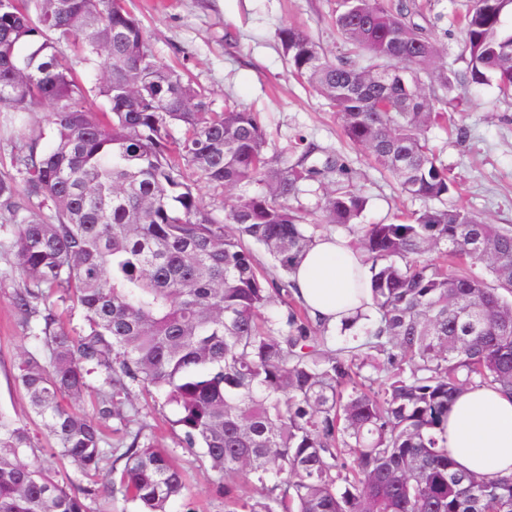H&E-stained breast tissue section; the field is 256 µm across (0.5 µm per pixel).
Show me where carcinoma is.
<instances>
[{"instance_id": "1", "label": "carcinoma", "mask_w": 512, "mask_h": 512, "mask_svg": "<svg viewBox=\"0 0 512 512\" xmlns=\"http://www.w3.org/2000/svg\"><path fill=\"white\" fill-rule=\"evenodd\" d=\"M508 11L512 0H468L461 74L436 65L444 48L417 0H336L347 47L337 59L295 26L277 38L348 141L406 196L442 203L455 180L427 134L452 121L458 84L494 80L512 95ZM77 60L103 71L91 91ZM91 92L108 108L84 109ZM44 102L55 144L30 137L13 155L21 181L0 176L22 279L13 307L20 327L39 321L43 349L15 379L90 485L76 493L30 461L29 429L0 411V512H89L101 491L168 512L187 487L168 451L130 430L123 407L137 388L173 408L178 444L208 461L224 512H512V475L465 472L448 451L462 391L512 396L511 226L442 206L359 223L367 199L339 156L312 161L299 136L267 158L261 114L214 110L206 89L155 58L125 0H0V112ZM306 183L323 190L312 213L293 205ZM311 216L356 234L370 272L376 319L343 321V332L370 325L334 351L289 279L315 241ZM251 241L286 278L260 265ZM56 292L83 311L79 331L61 325ZM276 301L285 310L272 317ZM85 402L91 411L74 409ZM113 433L125 465L100 486Z\"/></svg>"}]
</instances>
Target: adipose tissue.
<instances>
[{
	"mask_svg": "<svg viewBox=\"0 0 512 512\" xmlns=\"http://www.w3.org/2000/svg\"><path fill=\"white\" fill-rule=\"evenodd\" d=\"M291 279L300 301L332 328L370 298L358 253L337 236L318 237ZM448 450L467 472L512 475V398L492 388L462 392L448 412Z\"/></svg>",
	"mask_w": 512,
	"mask_h": 512,
	"instance_id": "adipose-tissue-1",
	"label": "adipose tissue"
}]
</instances>
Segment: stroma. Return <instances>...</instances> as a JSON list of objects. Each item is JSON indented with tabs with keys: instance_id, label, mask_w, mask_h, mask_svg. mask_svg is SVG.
<instances>
[{
	"instance_id": "stroma-1",
	"label": "stroma",
	"mask_w": 512,
	"mask_h": 512,
	"mask_svg": "<svg viewBox=\"0 0 512 512\" xmlns=\"http://www.w3.org/2000/svg\"><path fill=\"white\" fill-rule=\"evenodd\" d=\"M430 3L429 29L447 48L440 66L465 69L467 53L456 22L465 0ZM127 5L145 28L155 57L207 88L214 109L230 104L261 114L267 156L279 154L297 134L317 152L339 155L368 197L362 223H389L424 209V201L402 194L364 150L347 142L332 105L288 69L277 39L279 28L287 24L304 30L330 58L343 53L329 24L336 0H128ZM454 95L464 113L461 126L428 133L459 184L460 194L453 202L481 214L488 223L512 226V100L501 99L493 82L459 87ZM44 116L40 109L0 129V174L12 172V156L34 125L43 127V147L51 146L53 131L45 125ZM11 240L10 220L0 213V410L27 424L37 442L38 464L83 487L86 479L50 449L39 418L14 382L19 361L38 353L39 344L17 325L12 296L21 282L13 269ZM136 406L137 422L145 435L169 449L185 474L189 494L170 502L169 512H224L223 498L212 491L214 473L190 450L176 445L165 421L166 411L148 400H138Z\"/></svg>"
}]
</instances>
